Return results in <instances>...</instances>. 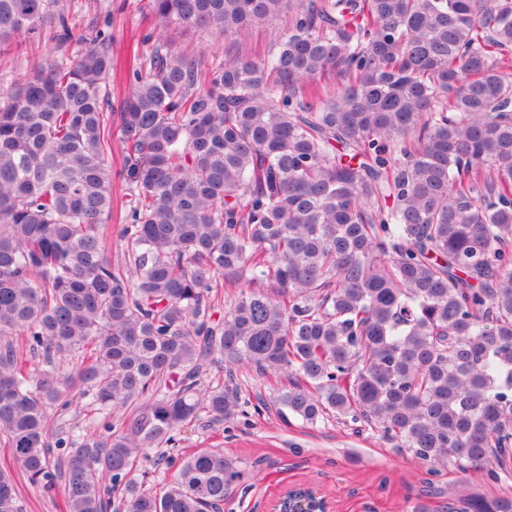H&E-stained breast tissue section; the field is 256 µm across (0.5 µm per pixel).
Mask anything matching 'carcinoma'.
I'll return each instance as SVG.
<instances>
[{
	"instance_id": "cac0c4a2",
	"label": "carcinoma",
	"mask_w": 512,
	"mask_h": 512,
	"mask_svg": "<svg viewBox=\"0 0 512 512\" xmlns=\"http://www.w3.org/2000/svg\"><path fill=\"white\" fill-rule=\"evenodd\" d=\"M145 8L153 49L119 104L101 30L0 102V512H18L17 474L59 512L221 508L242 463L165 449L244 414L242 368L294 377L274 402L308 424L349 418L433 473L498 479L512 456V0ZM70 11L0 0V51L47 28L71 40ZM284 16L264 55L207 64L171 37L229 40ZM114 141L127 274L108 250ZM240 283L215 317L218 289ZM216 367L226 381L210 384ZM154 450L173 471L158 492L134 477ZM127 165L123 154L112 142L113 213L112 220L108 224H123L122 217L129 210L131 196H129V186L123 177Z\"/></svg>"
}]
</instances>
